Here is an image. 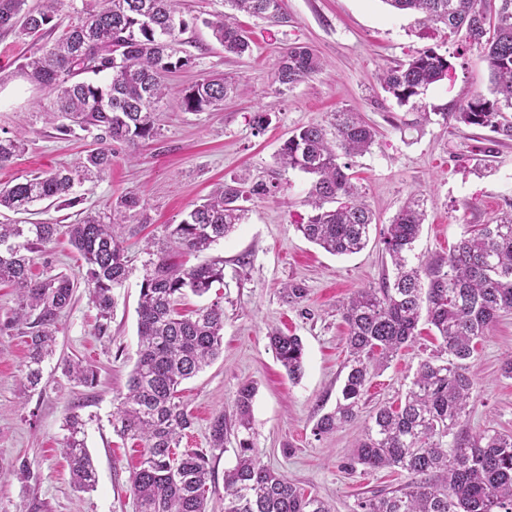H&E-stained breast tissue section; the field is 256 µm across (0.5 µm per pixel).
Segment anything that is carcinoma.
<instances>
[{
    "label": "carcinoma",
    "instance_id": "carcinoma-1",
    "mask_svg": "<svg viewBox=\"0 0 512 512\" xmlns=\"http://www.w3.org/2000/svg\"><path fill=\"white\" fill-rule=\"evenodd\" d=\"M27 0H0V29H16L40 38L56 27L61 0H43L38 9ZM181 0H102L84 11L77 24L55 42L24 58L18 71L53 93L45 119L58 135L80 130L93 148L62 167L0 187V212L22 213L40 201L58 206L75 203V186L111 169L112 146L136 154L139 144L154 137L153 112L171 93L166 76L193 65L175 48L177 34L187 22ZM232 10L252 17L283 18L282 0H225ZM397 11H413L423 22L450 31L466 29L479 45L491 70V96L470 98L455 113L467 127L489 128L512 140V0H497L493 13L486 0H383ZM224 51L241 56L249 37L236 16L223 12L205 20ZM323 66L305 46H290L277 61L275 78L291 88ZM448 59L429 48L407 62L383 70L378 81L401 106H410L428 119L421 95L448 76ZM105 74L98 84L80 76ZM224 78L206 76L179 92L187 112H203L224 104ZM376 129L356 112L336 113L327 129L320 125L296 128L278 152L281 165L310 175L304 200L311 207L298 231L324 251L338 256L357 254L368 244L374 218L352 182L345 159L370 149ZM23 145L20 139L0 138V166L10 163ZM240 186L224 184L190 210L158 241H148L142 264L137 307L138 358L127 391L112 414L113 431L123 439L144 444L139 466L131 477L136 512H208V483L213 478V451L224 449L234 434L235 464L224 471L225 512H332L328 503L307 494L284 475L265 465L251 426L256 386L242 384L234 400V419L216 414L209 427L210 450L176 453L193 421L177 400V388L200 373L224 350V309L214 302L192 315L178 311L187 293L206 294L224 283V260L185 267L172 261L170 245L201 253L234 231L244 217L237 201ZM140 207V199L125 195L104 215L88 213L77 224L0 222V281L16 290V308L0 322V335L18 331L27 337L23 386L42 388L44 364L55 353L57 324L71 305L75 284L63 274L33 279L32 255L63 233L86 268L85 282L101 319L111 318L114 290L130 274L123 247L125 235L141 227L119 222ZM425 213L410 198L383 232L384 251L393 276L377 288L357 291L338 307L347 327V357L335 407L316 421L320 438L356 420L374 372L387 365L419 336L420 321L435 328L439 349L423 359L400 404L379 406L369 414L363 436L342 469L405 472L409 481L385 494L357 499L353 512H512V433L461 428L472 399L474 380L470 360L479 341L489 335L498 318L512 312V214L484 224L463 237L448 257L426 266H412L408 253L418 239ZM293 304L307 296L300 283L282 287ZM269 346L288 378L304 371L300 337L275 328ZM65 374L91 387L97 371L81 360H67ZM64 451L72 482L79 491L97 483L94 462L86 450L85 422L76 414L66 419Z\"/></svg>",
    "mask_w": 512,
    "mask_h": 512
}]
</instances>
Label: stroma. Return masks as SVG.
<instances>
[{
	"label": "stroma",
	"mask_w": 512,
	"mask_h": 512,
	"mask_svg": "<svg viewBox=\"0 0 512 512\" xmlns=\"http://www.w3.org/2000/svg\"><path fill=\"white\" fill-rule=\"evenodd\" d=\"M223 9L224 0H183L188 26L178 36V47L194 63L168 74L175 94L156 111L157 134L138 147L136 160L127 161L126 149H119L111 170L76 187L75 206L61 209L42 201L32 208L30 221L72 224L130 194L140 198L144 209L128 211L125 221L145 229L126 240L132 272L114 292L113 315L103 335L97 330L85 270L67 239L48 244L36 256L35 275L65 274L77 288L59 320L43 389L30 392L22 386L23 337L0 335V512H135L130 478L142 445L114 433L112 411L137 359L143 239L162 238L165 225L179 223L217 185L236 181L249 187L261 184L267 191L244 200L242 224L211 250L181 257L189 266L207 259L224 261L223 285L202 297L187 296L181 305L188 312L216 301L224 309L222 355L180 386L194 418L181 449L207 448L212 418L232 415L238 388L250 381L257 388L253 429L262 462L322 497L332 512H352L357 498L391 491L408 480L407 474L388 469L350 474L341 464L361 437L367 413L404 398L437 338L432 330H423L414 345L372 377L362 398V417L318 438L314 424L336 405L347 356L346 327L336 307L391 273L381 233L410 196L420 197L425 211L410 254L415 263L447 257L478 225L512 213V141H499L490 129L443 118L473 95L489 94L488 63L465 33L431 27L417 15L390 10L384 0H284L282 20L240 16L250 50L231 55L205 24L210 14ZM56 38L52 32L35 43L0 29V71L5 74L0 81V137L19 133L26 140L24 151L0 168L2 185L72 164L91 144L80 134L56 138L36 110L50 104L51 94L14 73L38 45ZM297 44L310 47L324 66L287 88L276 82L275 64L284 49ZM432 46L448 57L452 69L447 79L424 92L430 117L422 120L386 93L377 75ZM209 74L223 75L232 86L223 107L184 111L178 90ZM339 110L360 113L377 130L371 149L349 160L353 180L375 216L367 247L350 256L329 254L297 231L309 213L303 200L311 178L281 168L277 160L292 130L329 125ZM260 112L269 123L259 132L253 119ZM288 282L307 288L301 304L284 301L281 289ZM273 328L303 340L299 381L288 378L268 345L266 334ZM511 352L512 314L505 313L471 361L475 388L463 422L467 430L512 432V379L500 372ZM77 358L96 367L95 386L63 375L64 361ZM73 412L86 422V446L97 470V484L89 492L74 489L62 450L64 421ZM23 460L35 473L27 483L11 475Z\"/></svg>",
	"instance_id": "1"
}]
</instances>
